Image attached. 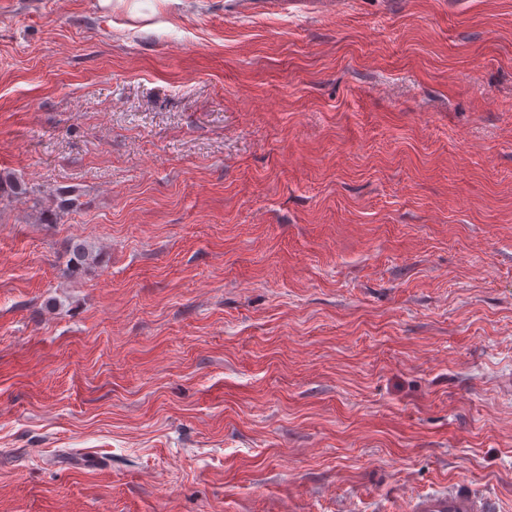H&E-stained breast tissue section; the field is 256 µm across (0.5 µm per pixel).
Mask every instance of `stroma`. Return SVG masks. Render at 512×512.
<instances>
[{
  "mask_svg": "<svg viewBox=\"0 0 512 512\" xmlns=\"http://www.w3.org/2000/svg\"><path fill=\"white\" fill-rule=\"evenodd\" d=\"M445 484L512 512V0H0V512Z\"/></svg>",
  "mask_w": 512,
  "mask_h": 512,
  "instance_id": "obj_1",
  "label": "stroma"
}]
</instances>
